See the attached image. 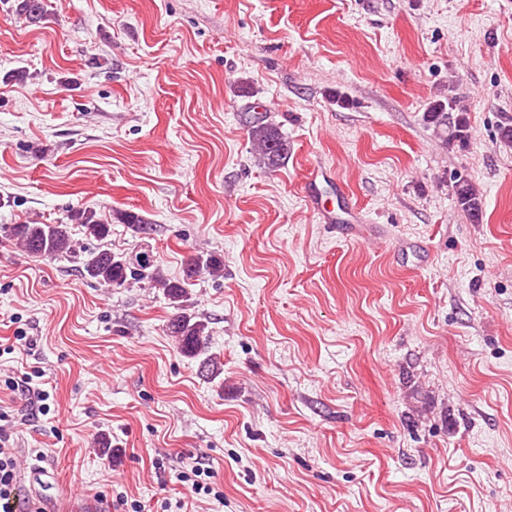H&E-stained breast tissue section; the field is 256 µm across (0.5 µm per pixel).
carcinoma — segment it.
<instances>
[{
  "label": "carcinoma",
  "mask_w": 512,
  "mask_h": 512,
  "mask_svg": "<svg viewBox=\"0 0 512 512\" xmlns=\"http://www.w3.org/2000/svg\"><path fill=\"white\" fill-rule=\"evenodd\" d=\"M10 8L18 18L33 26H42L53 16L48 0H11ZM452 110L453 105L437 101L426 112V120L435 129L446 133L447 139L464 143L468 138L466 114H454ZM245 124L254 150L259 155V162L274 167L288 158V141L272 124L253 115L245 117ZM456 198L471 217L480 215L481 200L471 182L463 178L457 181ZM119 219L144 235L150 231L151 221L136 212H124ZM71 223L83 225L86 233L94 238L104 239L110 233V224L100 219L96 211L86 208L70 211L67 221L58 224H11L6 233L29 255L53 260L76 253L69 230ZM223 271V261L204 252L194 254L187 260L180 279L167 277L159 261L146 251L134 255H118L108 250L91 252L81 265L83 275L102 286L121 287L131 277L148 283L152 288L161 289L174 309L166 324L167 334L176 337L180 355L199 361L200 374L209 380L223 374L222 362L219 357L209 353L207 323L189 314L185 302L191 281L205 274L219 277Z\"/></svg>",
  "instance_id": "1"
}]
</instances>
